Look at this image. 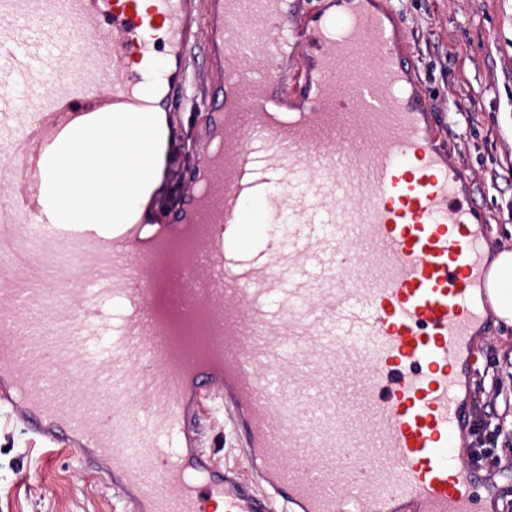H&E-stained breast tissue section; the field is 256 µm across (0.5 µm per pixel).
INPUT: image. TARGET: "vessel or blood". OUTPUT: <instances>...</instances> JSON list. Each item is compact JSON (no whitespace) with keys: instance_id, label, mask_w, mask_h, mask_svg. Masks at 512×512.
I'll return each instance as SVG.
<instances>
[{"instance_id":"1","label":"vessel or blood","mask_w":512,"mask_h":512,"mask_svg":"<svg viewBox=\"0 0 512 512\" xmlns=\"http://www.w3.org/2000/svg\"><path fill=\"white\" fill-rule=\"evenodd\" d=\"M398 22L392 0H0V404L135 512H477L454 450L488 242ZM198 34L219 94L173 249L58 221L52 153L112 113L171 119ZM207 395L264 491L196 450ZM336 390H339L344 395V409L352 417L362 419L363 406L358 400L357 394L353 390V380L343 374L337 373L334 380Z\"/></svg>"}]
</instances>
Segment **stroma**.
Wrapping results in <instances>:
<instances>
[{"mask_svg": "<svg viewBox=\"0 0 512 512\" xmlns=\"http://www.w3.org/2000/svg\"><path fill=\"white\" fill-rule=\"evenodd\" d=\"M402 21L416 80L428 94V109L447 112L440 147L459 168L484 220L491 248H512V0H392ZM207 50L192 48L199 76L192 110L171 120V153L150 214L167 219L188 200L194 147L209 134L202 110L210 84ZM475 368L463 395L476 405L494 402L512 434V327L487 319L474 344ZM500 377L496 391L478 387L484 374ZM200 447L222 465L241 459L221 403L205 404ZM499 469L487 472L484 499L512 502V438L498 440ZM0 512H132L123 494L105 484L75 451L28 433L0 407Z\"/></svg>", "mask_w": 512, "mask_h": 512, "instance_id": "1", "label": "stroma"}]
</instances>
